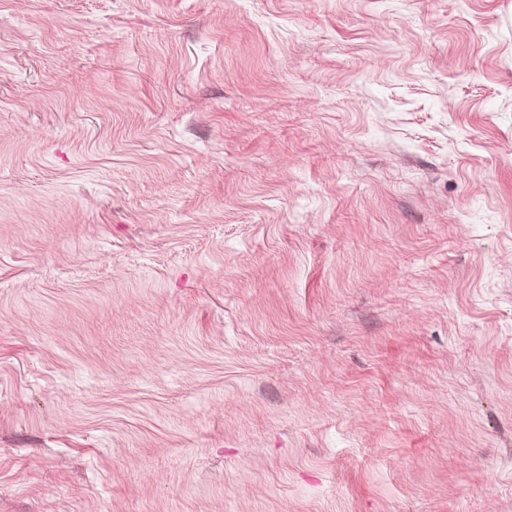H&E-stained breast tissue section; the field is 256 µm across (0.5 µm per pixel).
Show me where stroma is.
<instances>
[{"mask_svg": "<svg viewBox=\"0 0 512 512\" xmlns=\"http://www.w3.org/2000/svg\"><path fill=\"white\" fill-rule=\"evenodd\" d=\"M0 512H512V0H0Z\"/></svg>", "mask_w": 512, "mask_h": 512, "instance_id": "1", "label": "stroma"}]
</instances>
